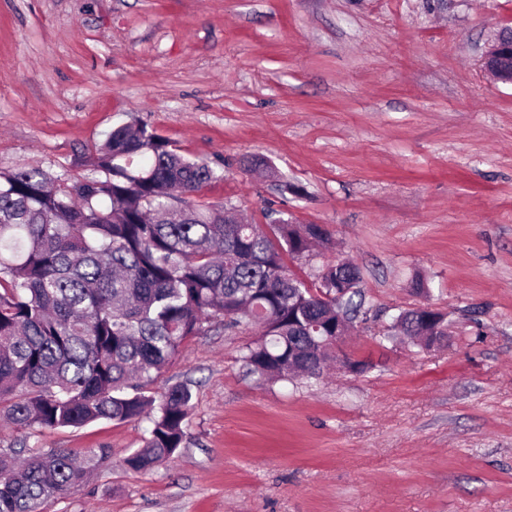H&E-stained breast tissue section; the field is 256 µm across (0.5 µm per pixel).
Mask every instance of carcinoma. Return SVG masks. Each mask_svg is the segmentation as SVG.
<instances>
[{
    "mask_svg": "<svg viewBox=\"0 0 512 512\" xmlns=\"http://www.w3.org/2000/svg\"><path fill=\"white\" fill-rule=\"evenodd\" d=\"M86 167L0 168V419L26 431L145 416L149 437L123 464L148 472L183 447L192 390L147 385L206 326L258 328L243 362L264 380L315 375L299 358H336V308L287 264L329 245L319 225L246 224L198 200L216 171L143 125L112 128ZM360 281L348 259L319 273L348 314ZM426 316L404 311L391 331L445 345L446 319ZM108 458L0 449V512H45Z\"/></svg>",
    "mask_w": 512,
    "mask_h": 512,
    "instance_id": "1",
    "label": "carcinoma"
}]
</instances>
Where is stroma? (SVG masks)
I'll return each instance as SVG.
<instances>
[{
    "label": "stroma",
    "mask_w": 512,
    "mask_h": 512,
    "mask_svg": "<svg viewBox=\"0 0 512 512\" xmlns=\"http://www.w3.org/2000/svg\"><path fill=\"white\" fill-rule=\"evenodd\" d=\"M506 27L512 0H0V166L77 175L146 126L217 171L200 201L325 225L367 312L357 373L262 381L254 331L185 340L151 388L192 382L186 443L145 474L148 421L1 422L110 452L46 512H512V83L480 66ZM421 305L447 346L390 336Z\"/></svg>",
    "instance_id": "stroma-1"
}]
</instances>
